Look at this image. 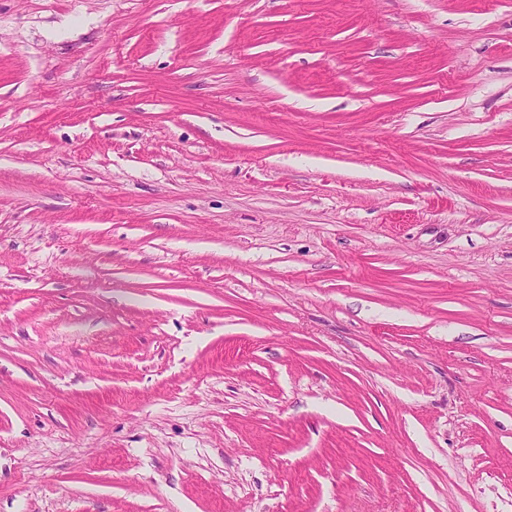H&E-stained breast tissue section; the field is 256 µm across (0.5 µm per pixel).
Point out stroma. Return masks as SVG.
Wrapping results in <instances>:
<instances>
[{"mask_svg": "<svg viewBox=\"0 0 512 512\" xmlns=\"http://www.w3.org/2000/svg\"><path fill=\"white\" fill-rule=\"evenodd\" d=\"M0 512H512V0H0Z\"/></svg>", "mask_w": 512, "mask_h": 512, "instance_id": "stroma-1", "label": "stroma"}]
</instances>
